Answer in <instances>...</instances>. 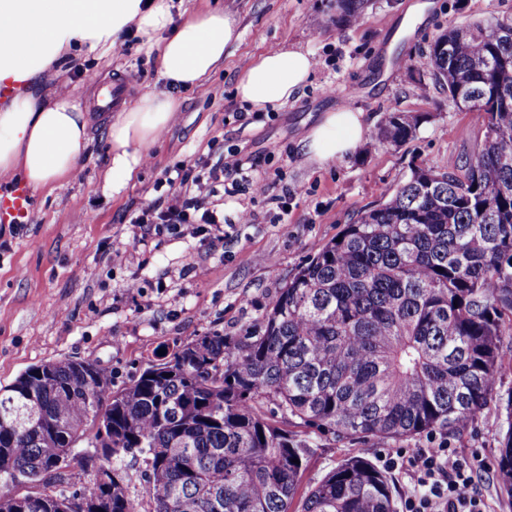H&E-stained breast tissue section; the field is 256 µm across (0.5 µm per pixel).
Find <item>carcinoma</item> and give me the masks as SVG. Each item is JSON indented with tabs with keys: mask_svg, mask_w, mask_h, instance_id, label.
I'll return each mask as SVG.
<instances>
[{
	"mask_svg": "<svg viewBox=\"0 0 512 512\" xmlns=\"http://www.w3.org/2000/svg\"><path fill=\"white\" fill-rule=\"evenodd\" d=\"M368 0H334L355 24ZM435 82L483 131L448 168H415L385 187L288 280L259 326L214 330L128 386L83 388L75 360L28 368L0 386V512H55L61 489L34 490L50 461L112 425L109 512H398L388 476L341 460L298 496L311 433L408 442L460 434L497 412L493 478L512 497V14L440 32ZM420 119L387 112L378 142L400 146ZM145 465L147 509L126 459ZM299 463H293V460ZM24 473L29 489L12 481Z\"/></svg>",
	"mask_w": 512,
	"mask_h": 512,
	"instance_id": "1",
	"label": "carcinoma"
}]
</instances>
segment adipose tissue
Returning <instances> with one entry per match:
<instances>
[{"mask_svg":"<svg viewBox=\"0 0 512 512\" xmlns=\"http://www.w3.org/2000/svg\"><path fill=\"white\" fill-rule=\"evenodd\" d=\"M136 31L167 91L149 93L116 112L108 126L112 157L103 187L121 194L147 149L177 117L179 88L203 86L237 40L223 9L189 12L180 0H0V178L21 177L32 191L53 188L79 168L90 116L69 94L47 96L42 83L66 55L105 53ZM310 55L295 47L263 53L241 72L238 97L258 111L284 104L311 75ZM364 112H327L302 138L308 159L324 165L359 146Z\"/></svg>","mask_w":512,"mask_h":512,"instance_id":"1","label":"adipose tissue"}]
</instances>
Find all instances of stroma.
<instances>
[{
	"label": "stroma",
	"instance_id": "35a3bbf8",
	"mask_svg": "<svg viewBox=\"0 0 512 512\" xmlns=\"http://www.w3.org/2000/svg\"><path fill=\"white\" fill-rule=\"evenodd\" d=\"M420 0H370L360 24L328 21L331 0H187L189 11L222 7L239 39L209 77L205 91L179 89L176 120L149 148L126 191L104 193L102 176L112 156L104 123H95L82 155L80 176L53 191L31 195V220L0 223V385L29 367L64 358H93L112 374L114 389L129 385L159 351L213 330L234 335L258 325L288 279L357 215L375 205L383 187L406 179L417 166L447 167L471 154L479 128L434 83L427 51L434 37L492 14L512 13V0H432L412 31H401L409 6ZM138 36H127L105 57L67 61L45 85L71 91L97 111L100 90L123 83L130 98L162 92ZM293 46L314 61L312 74L287 103L257 112L236 94L242 69L265 51ZM347 105L365 112L367 129L347 158L324 166L310 162L299 141L325 112ZM418 115L416 137L398 147L373 138L384 113ZM257 158L251 183L225 194L203 186L201 196L223 216L209 234L184 224L131 242L128 211L156 197V182L178 164L216 162L225 146ZM287 196L288 211L275 199ZM250 223H240L242 213ZM126 248L125 265L112 252ZM137 282L140 293L127 291ZM304 475L315 484L350 456L388 470L402 485L404 470L386 461L398 445L374 439L338 442L320 435ZM449 448L477 459L476 483L486 512H512L490 470L497 455L496 417L483 415L462 434L445 436Z\"/></svg>",
	"mask_w": 512,
	"mask_h": 512
}]
</instances>
